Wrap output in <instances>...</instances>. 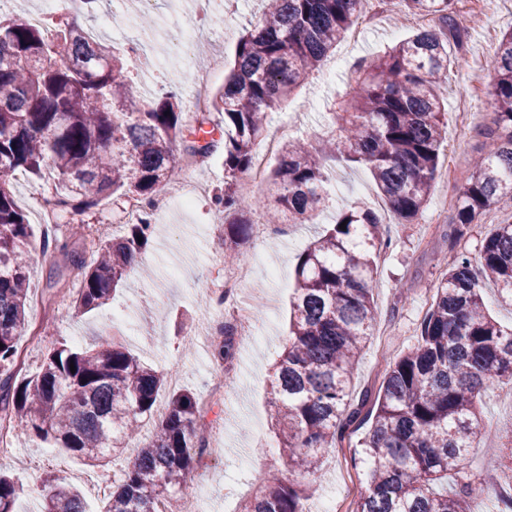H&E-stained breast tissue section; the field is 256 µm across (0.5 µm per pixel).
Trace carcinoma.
<instances>
[{"mask_svg":"<svg viewBox=\"0 0 512 512\" xmlns=\"http://www.w3.org/2000/svg\"><path fill=\"white\" fill-rule=\"evenodd\" d=\"M364 0H265L259 20L236 46L234 69L215 108L224 140H184L182 105L173 95L133 94L122 62L74 23L53 39L30 18H0V421L62 448L108 477L110 466L139 439L155 411L163 374L122 343H58L39 371L18 378L17 341L28 324L31 224L18 207L16 172L62 185L48 204L58 218L84 214L116 197L149 203L175 174L176 143L193 158L224 152V188L214 194L224 213L228 251L251 235L247 213L266 210L272 224H311L326 206L322 154L366 167L394 217L410 223L423 211L448 138L443 84L456 63L448 44L423 29L384 57L349 69V92L332 112L338 132L319 153L299 140L283 148L270 184L273 200L248 201L236 185L251 168L265 119L309 78L360 16ZM413 14L448 23L453 0H401ZM496 72L494 123L484 153L458 189L453 238L466 237L484 211L512 198V33L489 54ZM345 229H340L341 223ZM382 217L359 203L299 257L290 300L288 345L270 382L269 407L288 466L320 473L331 449L364 426L351 457L367 466L351 512H473L477 484L463 471L468 449L486 427L481 392L512 382V329L488 313L482 284L512 304V224L485 236L479 256L462 253L445 270L420 325L417 343L384 369L376 392L350 399L353 373L378 315L375 260L387 241ZM153 225L129 224L98 246L76 306L105 305L130 272L143 277ZM239 340L229 332L212 345L213 361L232 365ZM75 371H70V367ZM202 405L192 391L169 395L166 413L144 444L133 448L106 512H155L197 475L205 456ZM42 512H87L81 492L54 476L43 480ZM17 490L0 471V512H15ZM305 492L258 478L240 512H304Z\"/></svg>","mask_w":512,"mask_h":512,"instance_id":"cac0c4a2","label":"carcinoma"}]
</instances>
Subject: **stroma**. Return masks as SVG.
I'll return each mask as SVG.
<instances>
[{
	"label": "stroma",
	"instance_id": "35a3bbf8",
	"mask_svg": "<svg viewBox=\"0 0 512 512\" xmlns=\"http://www.w3.org/2000/svg\"><path fill=\"white\" fill-rule=\"evenodd\" d=\"M204 26H197L192 0H140L137 9L113 0H96L90 9H64L50 16L49 24L78 21L95 31L96 15H112V28L104 41L120 57L134 94L150 97L170 89L192 100L195 85L185 79L189 65L181 59L182 47L166 42L165 34L182 32L189 37L194 63L209 74L208 93L220 89L235 58L237 41L262 10L260 0H238L235 5L212 0ZM367 22L354 26L328 58L290 99L266 118V135H278L281 143L301 139L319 146L333 128V104L347 90L350 65L360 58L384 56L399 41L428 27V18L408 13L402 0H368L362 9ZM512 30V0H454L449 28L438 34L448 42L450 56L469 60L488 56L503 33ZM157 39V52L169 59L159 72L148 70L126 51L128 42L140 36ZM495 74L485 71L481 82H471L467 69L452 73L446 84L448 140L439 156L441 180L435 181L421 215L411 223L391 222L390 244L376 260L374 300L378 310L373 336L354 373L353 394L375 390L387 362L403 354L417 341L418 327L432 302L435 288L458 253L478 255L484 236L495 225L512 222V199H502L472 225L468 236L453 241L457 188L470 172L471 161L485 149L484 130L493 120L492 92ZM328 177V207L312 224H281L268 237L251 235L243 250L258 276L248 297L260 309L265 343L243 336L229 371L210 361L211 345L194 333L210 313L207 280L212 263L221 261L204 236L223 218L212 204L211 192L224 185V153L215 151L205 163L179 162L175 178L208 186L192 208H171L153 216L154 232L144 260L153 275L131 287L118 289L108 304L75 314L70 303L84 278L83 267L72 263V253L92 260L88 239L70 238L67 224L52 232L54 246H45L39 235L42 201L52 193L53 182L28 179L15 188V200L24 212L32 237L31 284L28 306L30 332L36 340L21 336L19 344L29 372H36L44 353L56 341L80 339L88 345L111 331L112 317L124 320L127 348L142 362L164 371L180 370L182 388L205 394L213 379L228 373L221 409L210 412L205 434L210 448L198 466L205 481H192L188 493L197 496L204 512H239L259 475L287 480L305 490L306 512H318L321 501L336 496L350 505L364 479L350 464L351 448L339 447L324 463L321 476L288 469L275 446V424L270 417L268 384L271 366L288 341L289 297L294 286L296 257L333 223L342 204L359 202L378 214L389 211L368 172L360 165L322 158ZM498 386L481 397L480 409L490 431L470 449L467 466L478 475L489 464L512 453V402ZM16 460L7 472L20 488L16 512H40V477L54 474L77 487L89 512H102L103 500L95 495V468L26 433L16 440Z\"/></svg>",
	"mask_w": 512,
	"mask_h": 512
}]
</instances>
